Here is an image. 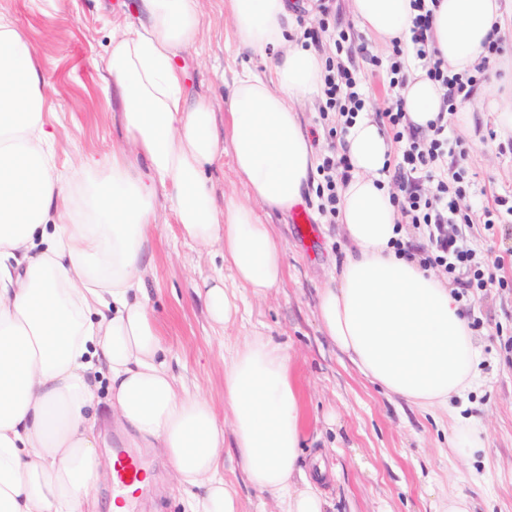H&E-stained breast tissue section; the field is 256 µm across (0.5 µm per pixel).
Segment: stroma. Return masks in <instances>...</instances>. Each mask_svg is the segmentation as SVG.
<instances>
[{
  "label": "stroma",
  "instance_id": "obj_1",
  "mask_svg": "<svg viewBox=\"0 0 512 512\" xmlns=\"http://www.w3.org/2000/svg\"><path fill=\"white\" fill-rule=\"evenodd\" d=\"M137 0H0L8 17L37 53L52 85L45 103L57 131L59 159L75 151L98 157L126 144L121 106L107 97L103 76L112 45V27L139 20ZM202 34L177 59L193 97L211 99L217 114L228 110L235 73L264 74L261 56L238 51L224 0H199ZM355 38L367 45L351 65L361 80L366 108L380 112L394 98L383 69L370 59H387L390 47ZM512 89V73L497 72L494 81L474 86L468 125L448 119V135L462 142L459 165L470 184L460 200L471 221L462 231L471 248L491 263L495 277L471 308L473 338L481 351L480 383L466 397L452 399L447 410L426 412L390 396L364 378L321 332L317 302L333 265L347 244L337 225L317 209L315 193L303 205L315 231L300 237L291 214L268 218L285 247L286 275L279 288L262 300L250 299L244 321L216 332L195 288L210 276L214 254L185 240L175 224L163 189L154 196L155 224L147 245L153 273L147 281L150 308L169 360L213 404L218 418L224 405V348L245 336L261 335L285 346L299 391L305 446L301 460L322 457L335 468L321 484L328 512H439L448 495L463 494L474 512H512V223L484 225V207L512 196V153L505 152L491 113L481 108L492 87ZM509 287H499V279ZM482 419L487 446L470 458L455 455L448 413ZM156 480L138 497L132 512H182L151 449L138 451Z\"/></svg>",
  "mask_w": 512,
  "mask_h": 512
}]
</instances>
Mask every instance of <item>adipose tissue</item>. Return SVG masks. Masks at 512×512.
Here are the masks:
<instances>
[{
    "instance_id": "1",
    "label": "adipose tissue",
    "mask_w": 512,
    "mask_h": 512,
    "mask_svg": "<svg viewBox=\"0 0 512 512\" xmlns=\"http://www.w3.org/2000/svg\"><path fill=\"white\" fill-rule=\"evenodd\" d=\"M140 21L113 39L106 81L124 110L131 150L58 161L45 102L50 87L19 30L0 17V512H96L101 422L118 444L155 448L183 512H244L224 477V446L279 512H325L326 468L299 463L300 397L287 349L247 336L224 357L231 426L173 373L148 305L146 245L154 193L166 191L184 238L216 249L222 269L196 295L214 327L243 318L285 276L284 247L262 212L299 205L317 158L296 110L323 85L311 49L288 47L287 0H224L238 48L265 57L267 75L242 72L217 117L188 98L176 59L201 28L195 0H139ZM507 0H440L431 45L465 73L507 38ZM361 28L386 45L409 34L411 0H354ZM410 123L427 128L441 91L411 69L402 92ZM343 149L354 167L337 221L346 255L322 288L325 336L359 372L425 410L447 408L477 382L480 353L451 289L399 254L400 213L381 172L394 147L360 115ZM230 155L244 196H217L206 170ZM142 167H135V160ZM106 387L107 401L97 391Z\"/></svg>"
}]
</instances>
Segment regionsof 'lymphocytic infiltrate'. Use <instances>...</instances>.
Returning a JSON list of instances; mask_svg holds the SVG:
<instances>
[{
	"label": "lymphocytic infiltrate",
	"instance_id": "obj_1",
	"mask_svg": "<svg viewBox=\"0 0 512 512\" xmlns=\"http://www.w3.org/2000/svg\"><path fill=\"white\" fill-rule=\"evenodd\" d=\"M436 0H412L415 15L406 42H394L386 72L389 85L401 91L408 80L407 56L426 61L427 77L442 90L445 110L456 111L458 104L469 100L478 79L471 74H452L447 64L436 58L430 45V33ZM321 16L318 28L304 29L299 42L305 48H320L323 37H331L332 54L325 59L323 77V112L329 117L326 131L329 139H336L339 131L348 130L365 107L359 90V79L344 63L346 56L366 53L365 45L356 43L349 30L337 29L332 19V0H315ZM381 122L401 145L400 159L396 165V186L391 193L404 218L409 223L422 226L428 248L419 263L423 268L440 267L456 284L457 299L473 303L480 291L487 286V269L477 258V253L463 240L459 225L468 223L458 201L468 192L469 185L461 172L448 171L444 162L448 155L461 151L459 143L448 138V126L437 120L429 125L428 134H420L407 119L402 98H395L380 114ZM353 166L336 146H329L317 166L320 181L316 194L321 201L320 210L328 217H335L339 192L349 180ZM431 184L422 190L421 181Z\"/></svg>",
	"mask_w": 512,
	"mask_h": 512
}]
</instances>
